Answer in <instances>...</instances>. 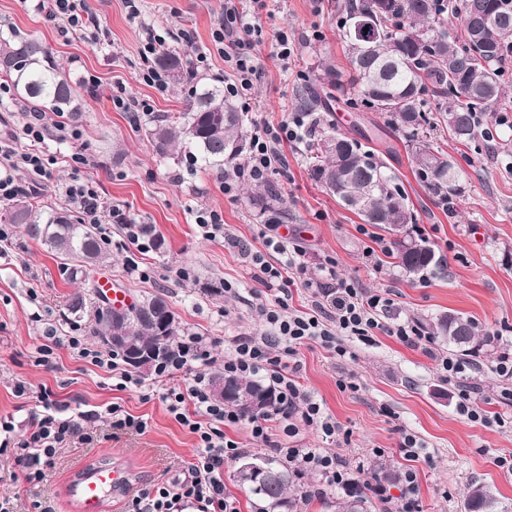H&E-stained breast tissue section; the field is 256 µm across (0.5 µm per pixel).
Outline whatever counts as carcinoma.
Wrapping results in <instances>:
<instances>
[{"mask_svg": "<svg viewBox=\"0 0 512 512\" xmlns=\"http://www.w3.org/2000/svg\"><path fill=\"white\" fill-rule=\"evenodd\" d=\"M492 15L480 27L469 22L470 3ZM341 32L351 75L346 82L355 104L378 113L386 123L416 142L412 163L430 194L448 201L460 191L458 170L448 169V154L418 140L424 126L440 128L458 143L475 140L478 116L491 112L508 97L501 72L512 56V3L509 0H458L462 33L448 27L446 0H346ZM369 27L367 35L361 29ZM155 65L175 85L189 87L185 108L178 115H162L152 121L148 136L163 157L187 154L206 168L231 167L243 152L245 114L224 98V87L208 85L189 72L185 51H163ZM321 74L296 93V107L309 116L306 152L315 179L350 205L344 192L372 181L379 189L352 209L365 224H374L393 236L399 266L409 274L437 269L435 251L422 239H414L407 225L417 221L407 203V194L397 173L362 145L323 123L321 113L330 111L336 88L346 84L342 73L327 60ZM0 76L10 82L19 100L36 112L76 115L81 98L49 48L35 37L16 32L0 33ZM254 200L271 211H280L284 199L276 186L267 183ZM8 223L19 224L25 233L54 255L71 263L72 278L86 284L88 270L110 260L95 228L79 219L61 215L38 203L19 198L6 213ZM168 306L161 295L144 299L118 313L125 330L109 332L94 319L95 337L112 335L110 351L127 358L128 348L154 340L157 327L154 307ZM433 335L459 352H469L478 342L475 322L462 314L446 312L432 325ZM224 383L219 401L245 417L273 407L276 394L264 381L222 372L210 379L211 389ZM249 461L265 473L260 481L239 485L272 507L291 503V476L272 457L254 455ZM465 512H508L496 493L473 485L466 494ZM336 512H371L370 501L360 495L336 504Z\"/></svg>", "mask_w": 512, "mask_h": 512, "instance_id": "obj_1", "label": "carcinoma"}]
</instances>
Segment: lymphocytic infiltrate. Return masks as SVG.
Listing matches in <instances>:
<instances>
[{"label": "lymphocytic infiltrate", "instance_id": "obj_1", "mask_svg": "<svg viewBox=\"0 0 512 512\" xmlns=\"http://www.w3.org/2000/svg\"><path fill=\"white\" fill-rule=\"evenodd\" d=\"M48 3V17L57 22L61 33H78L91 44H101L103 27L89 0ZM265 6V0H224L222 15L212 30V51L223 58L229 72L224 80V94L230 99L248 98L261 73L254 43L262 35L259 18ZM305 126L304 115L295 112L278 124L259 125L251 131L244 166L254 180L267 181L282 161V147L302 142ZM65 129L54 113H24V148L0 141L1 203L14 200L25 190L38 193L52 182L57 160L44 154L41 145L46 138ZM24 175L31 180L26 188L20 183ZM58 191L83 223L94 225L104 244H111L112 226L118 223L124 226L130 245L139 252H148L139 225L108 207L91 182L75 179L59 186ZM266 247L268 252L277 254L278 260L273 263L265 254H252L255 279L270 284L292 274L313 295L312 308L307 312L289 310L281 299L272 304H256L254 313L266 327V334L234 337L230 352L224 357L225 373L246 377L261 374L268 379L277 394L276 405L269 411L245 420L236 410L211 397L208 380L196 370L198 361L204 357L202 337L191 335L178 342L166 360L155 366L154 376L148 380L124 368L111 351L91 348L83 337H69L68 345L79 357L111 372L117 389L133 388L142 399L161 400L175 420L198 440L187 476L140 489L128 501L126 512H238L224 492V463L239 456L242 448L226 437L224 429L242 421L248 422L252 437L262 440L295 475L315 472L324 490L354 485L353 471L339 454L290 446L271 437L269 425L273 422L281 425L288 438L299 436L308 427L330 439L341 435L336 420L325 414L295 378L300 369L299 348L314 341L336 358L347 359L351 352L344 345V338L368 341L381 332L415 346L421 343L424 333L416 322L408 319L384 324L380 316L388 308L389 298L363 291L353 281L341 277L334 261L309 265L304 246L279 234L268 236ZM186 372L191 373L192 379L185 388L170 386L175 374ZM37 401L40 410L31 415L28 430L21 438L13 437L11 422L0 420V455L12 458L14 470L10 478L15 482L40 483L46 472L55 467L60 450L71 438L83 434L88 423L102 418L117 429L139 433L147 429L144 419L131 415L115 402L99 411L66 417L60 415L59 404L50 390H41Z\"/></svg>", "mask_w": 512, "mask_h": 512}]
</instances>
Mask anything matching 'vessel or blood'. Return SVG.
I'll return each mask as SVG.
<instances>
[{
	"label": "vessel or blood",
	"mask_w": 512,
	"mask_h": 512,
	"mask_svg": "<svg viewBox=\"0 0 512 512\" xmlns=\"http://www.w3.org/2000/svg\"><path fill=\"white\" fill-rule=\"evenodd\" d=\"M129 472L119 466H94L78 472L69 488L76 512H104L107 499L131 485Z\"/></svg>",
	"instance_id": "obj_1"
}]
</instances>
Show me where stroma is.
Listing matches in <instances>:
<instances>
[{"label": "stroma", "instance_id": "35a3bbf8", "mask_svg": "<svg viewBox=\"0 0 512 512\" xmlns=\"http://www.w3.org/2000/svg\"><path fill=\"white\" fill-rule=\"evenodd\" d=\"M343 2L267 0L270 15L263 20L264 40L256 48L264 76L251 99L238 104L247 121L274 124L294 111L297 90L311 81L324 56L348 70L339 32ZM91 3L109 32L107 45L62 35L38 0H0V31L43 41L72 82L83 83L89 76L101 82L97 95L82 93V111L66 119V132L42 145L59 160L57 182L68 183L76 175L93 180L107 205L119 207L135 223L151 225L165 242L164 252L133 255L120 246L121 228L113 227L111 261L90 270L91 279H111L133 301L164 295L182 331L205 338V362L198 370L208 376L223 370L232 337L264 332L252 308L259 300L274 303L278 290L254 281L249 255L262 250L260 231L271 223L283 225L302 242L309 263L333 257L342 276L371 290H386L391 305L385 322L410 318L427 326L452 310L471 317L480 335L492 338L491 344H477L467 355L479 366L474 381L482 406L490 415L506 418V425L473 422L459 413L460 383L448 380L436 360L449 351L440 339L414 347L380 333L369 345L352 342L351 360H338L313 341L301 346L300 382L349 431L350 440L339 444L307 428L297 441L306 448H330L350 466H364L373 474L414 469L421 512H465V495L475 482L495 487L501 501L512 505V473L495 463L497 457L512 456V399L501 396L502 390L512 389V380L495 371L501 357L512 358V97L485 114L484 132L470 144L427 135V142L452 156L461 170V192L447 203L420 183L411 162L412 141L377 113L354 108L346 93L337 94L330 112L324 113V122L375 148L402 178L422 238L442 260L440 269L426 278L412 277L394 255H383L377 267L367 260L364 249L371 240L386 247L390 235L363 226L312 178L304 148L282 149L286 162L272 177L285 198L280 214L251 199L261 186L248 171L240 172L236 191L228 194L223 172L186 158L156 155L148 122L133 123L129 113L116 109L109 89L123 82L150 99L160 115L183 111L186 91L170 86L160 92L138 84L141 27L129 20L122 0ZM221 5V0H144L143 13L155 25L190 30L195 49L202 52L211 45ZM280 28L295 42L286 66L274 54V34ZM74 129L79 132L75 138L70 135ZM76 152L89 158V166L72 169L69 158ZM202 208L222 213L232 245L201 237L195 216ZM132 260L147 271V278L129 273ZM223 282L236 287V294L210 293V286ZM76 290L67 262L17 231L8 255L0 258V417L26 427L33 403L16 397L15 387L22 383L35 391L50 389L68 413L117 402L148 426L140 435L113 430L101 421L92 442L77 440L63 448L43 490L55 512H73L67 486L81 466L105 459L123 465L139 489L185 473L197 444L161 401L146 402L139 393L113 389L110 373L73 356L64 342L54 349L53 369L37 364L36 350L47 331L64 339L76 330L94 344L90 322L98 298L85 293L84 316L76 318L68 309ZM405 431L422 446L413 462L398 450Z\"/></svg>", "mask_w": 512, "mask_h": 512}]
</instances>
